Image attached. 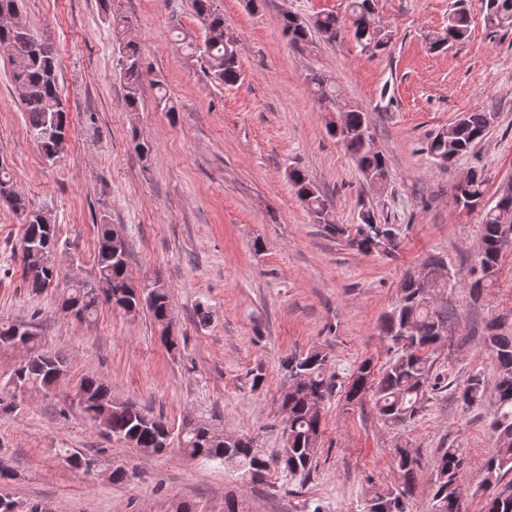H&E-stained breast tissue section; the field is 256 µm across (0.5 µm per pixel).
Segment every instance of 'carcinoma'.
Listing matches in <instances>:
<instances>
[{"label": "carcinoma", "instance_id": "cac0c4a2", "mask_svg": "<svg viewBox=\"0 0 512 512\" xmlns=\"http://www.w3.org/2000/svg\"><path fill=\"white\" fill-rule=\"evenodd\" d=\"M191 4L204 36L200 42L189 35L183 37L187 55L200 59L215 80L228 86L236 85L240 79L238 51L235 46L224 44V15L215 8L214 0H191ZM484 22L492 34L512 31V0H484ZM349 24L363 52L374 55L386 50L391 42V32L376 27L374 0H347V17L329 12L317 16L311 24L292 14L283 16L284 33L296 48L310 45L315 36L333 43L347 32ZM470 34V12L463 0H457L448 15L446 29L430 34L428 40L432 48L444 50L465 42ZM0 57L7 58L11 64L12 80L20 91L29 134L46 159H57L66 145L68 117L59 92L58 61L52 46L33 33L20 36L10 25L0 23ZM121 73L126 106L136 112L140 103L143 60L138 44L130 39L122 43ZM494 118L492 112L463 114L449 125L450 136L430 137L429 157L433 160L440 157L450 163L467 154L483 138ZM327 129L356 160L366 183L373 189L382 188L388 180L389 169L384 154L372 151L368 144L374 139L369 112L360 105H350L342 109L341 127L329 122ZM288 178L313 220L323 225L329 236L344 237L351 246L366 254H390L398 247L397 228L381 223L374 211H361L358 223L353 226L336 224L330 220L331 200L320 192L305 170L293 168ZM486 183L483 171L473 170L462 192L464 201L480 206L482 217L480 259L471 267L468 278L469 288L476 296L496 281L494 276L474 277L476 268L490 267L499 272L502 253L512 244V239L504 236L500 223L502 213L512 208V192L492 206L485 202ZM505 202L509 207H503ZM0 204L25 218L23 242L37 246L38 253L45 259L34 273L30 272L29 264H24L28 287L41 292L58 276L50 261L57 245L55 226L42 222L40 213L29 209L25 198L15 190L10 171L2 165ZM96 264L98 278L73 282L67 295L62 297V310L82 323H90L103 303L124 311L144 306L161 326L166 347L179 349L172 332L168 291L157 286L149 288L133 280L129 273L128 244L107 224L101 225ZM425 266L429 268L428 287H420L411 278L405 280L398 301L381 321L380 332L389 342L390 359L378 370L370 360L362 361L351 373L345 392L348 405L359 404L364 397H369L378 415L391 424L414 421L422 412L424 402L429 400V393L437 387L432 357L444 343L448 307L431 298L429 290L443 287L445 273L437 259H429ZM13 343L27 346L30 355L14 370L9 384L17 391L53 387L57 382L56 371L64 367L65 360L39 351L34 326L0 321V345ZM484 344L495 354V381L490 384L480 374L470 376L461 399L471 407L489 393L495 398L497 413L490 429L496 446L485 464L486 481L493 492L486 497L482 512H512V334L500 331V323L495 321L488 328ZM328 363L327 354L319 350L292 354L282 360L286 385L280 393V406L288 410V439L284 448L271 459L260 453L251 437H240L232 444L213 441L210 435L214 431L201 421L187 420L175 432L161 416L150 415L133 403L112 401L110 387L93 377L81 379L79 403L88 414L97 407L111 409L110 427L106 432L136 448H152L158 453L175 439L190 456L217 461L250 482L265 477L271 460L291 477H307L320 450L324 405L332 393ZM395 465L400 486L391 492L375 493L368 502V512H405V500L419 489L421 462L413 449L398 448ZM464 465L463 449H443L433 465L429 512H461L458 482Z\"/></svg>", "mask_w": 512, "mask_h": 512}]
</instances>
